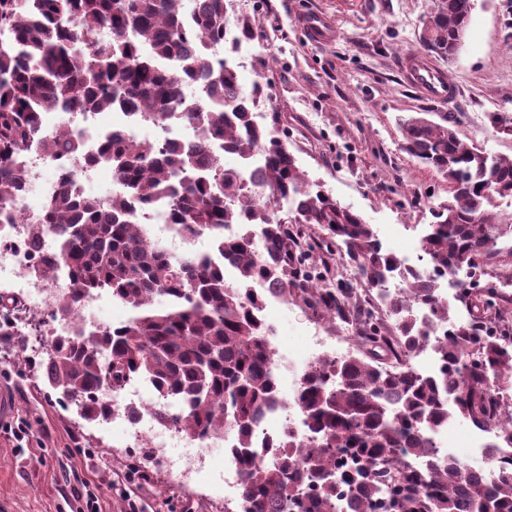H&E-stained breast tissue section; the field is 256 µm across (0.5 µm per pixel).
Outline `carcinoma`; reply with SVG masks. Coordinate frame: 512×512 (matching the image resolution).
<instances>
[{
  "label": "carcinoma",
  "mask_w": 512,
  "mask_h": 512,
  "mask_svg": "<svg viewBox=\"0 0 512 512\" xmlns=\"http://www.w3.org/2000/svg\"><path fill=\"white\" fill-rule=\"evenodd\" d=\"M233 0H0V225L13 223L5 204L20 198L19 159L34 145L61 151L84 165L103 163L122 192L108 205L78 196L69 175L30 227L37 240L55 233L54 251L34 271L67 266L73 288L63 292L54 319L77 315L81 302L105 292L130 308L118 329H77L47 341L45 376L85 420L112 416L110 399L135 381L150 384L154 418L197 438L233 436L244 512H512V408L497 400L500 381L512 380V349L475 328L489 301L466 300L470 318L439 342L441 375L429 378L412 364L432 337L411 315L413 304L448 319L451 305L429 284L411 285L385 304L398 316L396 331L379 334L373 310L346 283L323 293L304 269L316 251L339 253L372 286L401 269L372 227L350 206L312 183L283 140L254 119L257 99L241 92L221 56ZM474 0H445L431 15L424 49L455 54L456 34L468 28ZM123 112L163 124L181 112L198 141H130L121 127L100 137L96 153L64 126L39 136L42 113ZM457 117L442 122L400 121L405 151L448 182V201L435 212L423 239L430 264L447 273L479 269L497 250L489 243L512 234V159L489 155L457 136ZM263 157L256 176L224 166V154ZM292 200L288 210L281 208ZM162 201L171 223L206 235L215 254L175 257L150 241L139 223ZM245 230L224 236V226ZM296 224L324 231L301 238ZM233 268L237 281L224 276ZM263 282L305 306L312 316L341 321L358 338L361 355L326 357L304 372L295 400L306 434L286 430L270 457L253 446L264 411L280 400L271 349L260 316ZM402 355V366L386 360ZM505 422L488 455L499 462L486 482L469 464L439 460L430 434L461 419L483 429L496 408ZM404 449L422 459L403 468Z\"/></svg>",
  "instance_id": "carcinoma-1"
}]
</instances>
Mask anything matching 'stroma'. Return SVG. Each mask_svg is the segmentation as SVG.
I'll list each match as a JSON object with an SVG mask.
<instances>
[{"label": "stroma", "mask_w": 512, "mask_h": 512, "mask_svg": "<svg viewBox=\"0 0 512 512\" xmlns=\"http://www.w3.org/2000/svg\"><path fill=\"white\" fill-rule=\"evenodd\" d=\"M431 0H234V17L254 19V37L230 53L244 91L262 86L257 121L288 140L311 182L372 224L384 248L403 255L418 245L447 200L448 184L402 147L400 117L440 122L458 117L457 133L499 157L512 136L491 113L512 114V0H475L467 35L452 62L439 67L460 89L455 103L422 99L404 84L397 56L422 52L419 34ZM318 11L338 29L314 41L299 27ZM266 318L302 348L308 318L298 305L271 302ZM27 335L0 336V512H85V489L98 512H122L121 492L141 498L142 512H224V447L188 478L162 473L145 448L125 445V424L82 419L62 407L34 359Z\"/></svg>", "instance_id": "stroma-1"}]
</instances>
